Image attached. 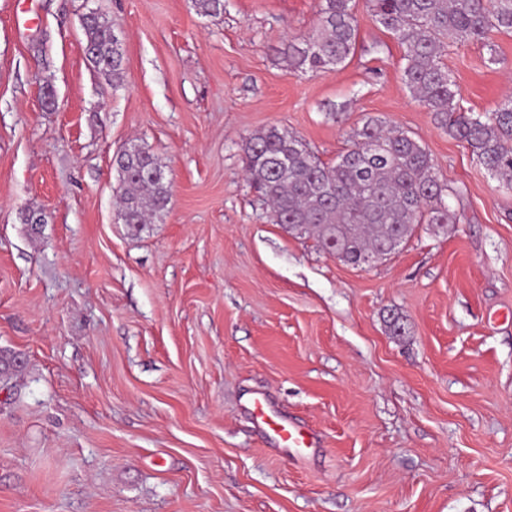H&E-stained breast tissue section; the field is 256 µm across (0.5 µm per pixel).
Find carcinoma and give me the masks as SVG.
Instances as JSON below:
<instances>
[{
	"label": "carcinoma",
	"instance_id": "obj_1",
	"mask_svg": "<svg viewBox=\"0 0 512 512\" xmlns=\"http://www.w3.org/2000/svg\"><path fill=\"white\" fill-rule=\"evenodd\" d=\"M198 11L218 18L224 0H195ZM374 21L404 48L402 79L413 98L449 135L466 143L487 173L512 187V98L485 112H468L444 57L453 44L491 45L496 33H512V0H367ZM93 70L116 89L124 82L123 40L116 22L103 14L83 18ZM359 20L352 0H321L318 27L288 42L285 54L301 71L335 68L353 53ZM249 179L270 206L276 224H303L326 251L340 245L342 259L357 267L374 251L410 238L421 224H456L459 214L445 201L454 195L441 184L426 148L399 128L368 120L334 163L323 162L292 133L271 127L245 145ZM118 217L145 224L166 209L168 183L150 152L133 147L117 157Z\"/></svg>",
	"mask_w": 512,
	"mask_h": 512
}]
</instances>
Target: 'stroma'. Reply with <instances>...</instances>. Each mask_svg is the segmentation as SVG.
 <instances>
[{
    "instance_id": "stroma-1",
    "label": "stroma",
    "mask_w": 512,
    "mask_h": 512,
    "mask_svg": "<svg viewBox=\"0 0 512 512\" xmlns=\"http://www.w3.org/2000/svg\"><path fill=\"white\" fill-rule=\"evenodd\" d=\"M319 5L0 0V512H512V190L413 99L366 0L344 65L291 67ZM92 10L121 25L116 90ZM445 62L466 109L512 95V34ZM372 118L461 219L355 268L270 220L244 148L275 126L331 163ZM130 144L170 184L151 224L117 216ZM257 396L317 447H275ZM81 28L85 36L87 56L93 70L112 84L113 89L124 82V48L123 40L118 37V26L100 13H90L83 18Z\"/></svg>"
}]
</instances>
